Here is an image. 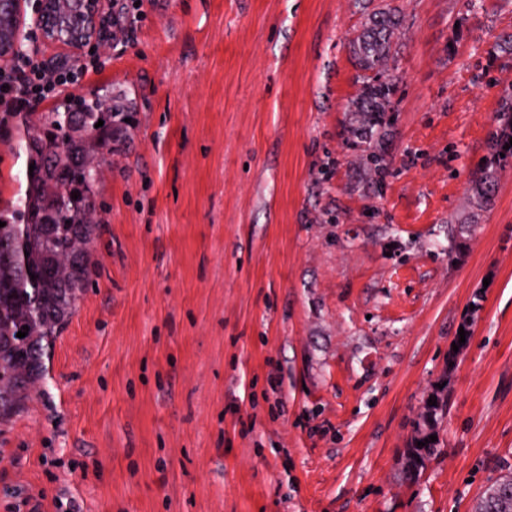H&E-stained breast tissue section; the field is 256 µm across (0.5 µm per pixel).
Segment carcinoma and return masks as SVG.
Masks as SVG:
<instances>
[{"mask_svg": "<svg viewBox=\"0 0 512 512\" xmlns=\"http://www.w3.org/2000/svg\"><path fill=\"white\" fill-rule=\"evenodd\" d=\"M402 21L399 8L381 4L367 14L360 33L352 40V52L364 74L351 104L360 115L364 138L381 133L391 104L394 79L390 61ZM111 103V111L98 109L100 99ZM127 104L107 90L91 99L64 102L55 112L35 119L24 115L19 148L26 164L35 165L26 176L27 187L16 201L0 209V423L25 409L34 397L48 395L46 349L76 312L95 269L92 259L99 225L84 218L94 207L100 178L80 169L73 160L96 146L112 148V123ZM103 126L97 128L98 120ZM494 148L512 143V116L492 133ZM59 183L63 191L49 195L44 187ZM497 170L488 168L471 181L470 204L488 209L494 200ZM78 195L72 199V195ZM50 213V224L40 222ZM28 327L27 335L17 333ZM439 394L433 387L415 420L413 435L402 457L406 480L417 481L427 462L437 456L440 415L429 417L428 401ZM422 446H417V442ZM475 512H512V476L498 478L487 488Z\"/></svg>", "mask_w": 512, "mask_h": 512, "instance_id": "carcinoma-1", "label": "carcinoma"}]
</instances>
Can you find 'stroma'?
I'll list each match as a JSON object with an SVG mask.
<instances>
[{"instance_id":"obj_1","label":"stroma","mask_w":512,"mask_h":512,"mask_svg":"<svg viewBox=\"0 0 512 512\" xmlns=\"http://www.w3.org/2000/svg\"><path fill=\"white\" fill-rule=\"evenodd\" d=\"M392 3L396 90L369 143L354 0H143L134 40L103 48L70 92L132 103L95 195L99 267L48 396L0 425V512H474L512 475V158L449 234L512 107V0ZM8 131L0 208L26 189ZM368 147L382 176L355 163ZM445 375L439 452L407 482ZM438 394V387L435 386L423 401L415 420L413 435L402 457V471L409 482L417 481L427 462L435 458L438 453L440 445L438 425L441 415L436 414L430 418L428 412H426L429 406L428 400H433ZM430 435H436L437 441H431L429 439ZM425 439H428V443H425ZM417 441L425 443V446L417 447ZM417 459H420V462H417Z\"/></svg>"}]
</instances>
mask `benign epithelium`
Listing matches in <instances>:
<instances>
[{
	"label": "benign epithelium",
	"instance_id": "1",
	"mask_svg": "<svg viewBox=\"0 0 512 512\" xmlns=\"http://www.w3.org/2000/svg\"><path fill=\"white\" fill-rule=\"evenodd\" d=\"M28 0H0V61H7L24 36L36 35L41 43L78 54L88 43L102 38V18L107 0H35L33 29L25 32L23 17Z\"/></svg>",
	"mask_w": 512,
	"mask_h": 512
}]
</instances>
